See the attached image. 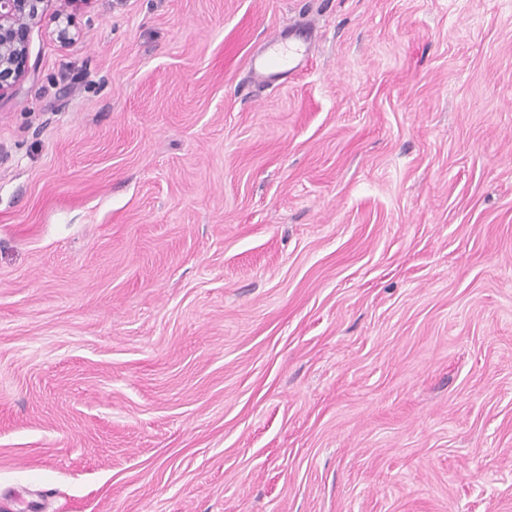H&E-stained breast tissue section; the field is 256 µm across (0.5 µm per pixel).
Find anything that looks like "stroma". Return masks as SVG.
Wrapping results in <instances>:
<instances>
[{"mask_svg": "<svg viewBox=\"0 0 512 512\" xmlns=\"http://www.w3.org/2000/svg\"><path fill=\"white\" fill-rule=\"evenodd\" d=\"M55 30L0 95V512H512V0ZM309 25H297L295 33L288 41L282 36H270L262 54L253 55L250 71L258 85H273L279 77L296 71L308 55L311 43Z\"/></svg>", "mask_w": 512, "mask_h": 512, "instance_id": "35a3bbf8", "label": "stroma"}]
</instances>
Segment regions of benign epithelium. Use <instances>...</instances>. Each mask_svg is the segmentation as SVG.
Segmentation results:
<instances>
[{
	"label": "benign epithelium",
	"instance_id": "obj_1",
	"mask_svg": "<svg viewBox=\"0 0 512 512\" xmlns=\"http://www.w3.org/2000/svg\"><path fill=\"white\" fill-rule=\"evenodd\" d=\"M88 0H0V95L19 81L28 58L29 34L51 10L58 22L57 38L70 40L72 15Z\"/></svg>",
	"mask_w": 512,
	"mask_h": 512
}]
</instances>
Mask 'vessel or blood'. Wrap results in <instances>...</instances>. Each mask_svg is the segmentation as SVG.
Instances as JSON below:
<instances>
[{
    "mask_svg": "<svg viewBox=\"0 0 512 512\" xmlns=\"http://www.w3.org/2000/svg\"><path fill=\"white\" fill-rule=\"evenodd\" d=\"M311 43V28L299 25L292 38L280 35L270 36L263 53L250 60V71L255 83L268 86L275 84L279 77L296 71L308 54Z\"/></svg>",
    "mask_w": 512,
    "mask_h": 512,
    "instance_id": "vessel-or-blood-1",
    "label": "vessel or blood"
}]
</instances>
